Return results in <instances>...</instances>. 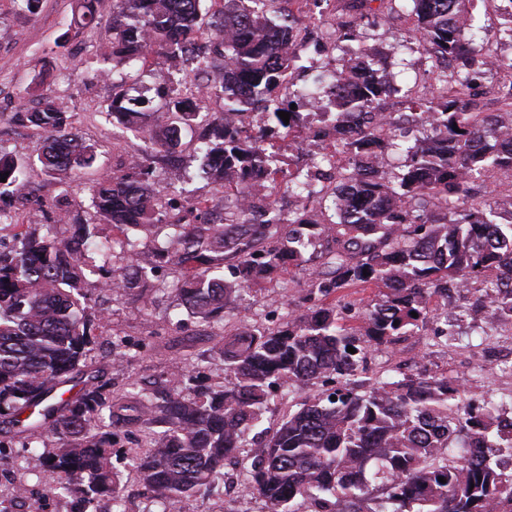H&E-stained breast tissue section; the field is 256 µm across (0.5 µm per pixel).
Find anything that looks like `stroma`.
Returning a JSON list of instances; mask_svg holds the SVG:
<instances>
[{
    "mask_svg": "<svg viewBox=\"0 0 512 512\" xmlns=\"http://www.w3.org/2000/svg\"><path fill=\"white\" fill-rule=\"evenodd\" d=\"M100 14V23L86 28L77 19L75 0H40L33 10L24 0H0V150L29 163L30 199L20 206L26 223H45L47 214L53 212H67L94 223L89 193L92 181L98 175L128 174L125 158L130 154L139 155L156 194L171 200L174 208L184 210L199 200L216 210L230 205L229 192L203 174L200 156L185 147L165 154L160 144L102 117L113 93L112 81L104 74L108 67L104 56L112 40V0H102ZM407 19L406 12L397 11L358 30L360 44L378 60L380 77L393 86L382 107L397 114L408 113L405 92L422 88L425 69L420 53L408 46ZM164 62V56L155 55L152 64L123 87L127 97L143 100L144 111H155L164 103ZM48 100L66 101L71 132L96 148L97 172H79L63 180L42 168L37 157L43 135L33 130L25 115ZM173 171L181 179L182 190L177 194L169 189L168 176ZM328 250L327 239L312 232L300 266L290 267L274 280L253 284L244 293L246 320L259 328H273L285 322L289 313H302L319 304L321 298L313 283L325 270ZM99 283V275L87 274L84 291L104 314L96 325L90 359L93 366L105 368L115 390L182 370L190 371L204 386L226 381L224 359L215 350L216 333L222 327L233 328L236 316H225L220 325L194 319L156 278L146 287L127 289L118 297L102 291ZM483 289L484 282L478 279L467 292L449 291L447 309H434L432 320L395 343L369 348L358 362L352 382L366 387L381 378L445 375L461 386L465 399H489L511 406L512 366L480 356L495 340L493 331L476 317L472 307ZM443 315L456 332L450 346L433 335L436 319ZM116 338L125 341L129 358L113 352ZM334 386V380L321 379L296 392L274 393L263 427L275 426L285 412L298 410L307 397ZM45 450V445L30 449L17 440L0 458L1 505L12 512H160L127 466L121 469L123 488L118 498L98 497L82 505L58 493L57 474L30 462L34 453ZM18 485L27 490L21 500L9 493ZM225 485V477H217L208 487L184 498L178 512H268L263 499L240 491L226 494Z\"/></svg>",
    "mask_w": 512,
    "mask_h": 512,
    "instance_id": "1",
    "label": "stroma"
}]
</instances>
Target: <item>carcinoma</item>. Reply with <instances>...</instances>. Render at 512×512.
Masks as SVG:
<instances>
[{"label": "carcinoma", "mask_w": 512, "mask_h": 512, "mask_svg": "<svg viewBox=\"0 0 512 512\" xmlns=\"http://www.w3.org/2000/svg\"><path fill=\"white\" fill-rule=\"evenodd\" d=\"M256 0H224L207 22L216 45L224 47V111H201L184 82H173L162 108L138 110V103L115 96L105 119L130 125L169 151L181 133L199 121L208 126L200 151L203 169L224 183L227 172L240 174L237 189L250 179L276 180L274 159L263 146L224 127V113L263 103L280 127L290 129L298 113L284 104L285 73L296 60L281 51L296 29L291 11L277 21L255 8ZM351 36L367 15L393 10L394 0H336ZM378 7H372V3ZM410 34L421 52L444 56L455 68L438 77V91L416 108L424 142L410 146V162L399 172L363 165L395 146L364 133L350 142L353 168L345 176L353 201L332 192L315 193L301 176L290 180L302 205L332 200L336 220L322 225L333 246L327 264L331 276L314 283L324 297L372 282L380 288L353 332L340 323L337 303H321L275 328L240 326L222 335L217 351L233 382L204 390L189 374L161 378L165 393L130 384L127 395L112 396V381L87 363L94 319L83 293L85 271L99 273L101 288L122 294L146 281L161 264L174 268L170 284L189 314L203 321L224 319L238 309L244 287L271 278L303 262L308 241L297 218L280 224L262 206L247 210L241 224L205 219L200 204L184 216L162 219L164 204L153 194L148 173L107 176L90 187L97 224L80 228L96 239L103 264L88 252H74L65 240L39 235L21 224L14 243L0 249V449L11 434L27 447L54 440L53 451L36 465L59 474L58 490L91 501L118 498L121 474L112 465L115 426L159 425L144 434L145 450L130 456L154 502L172 509L221 473L241 454L244 432L262 419L277 389L298 390L336 376L341 383L282 416L262 447L251 451L244 491L265 500L269 512H297L295 500L311 499L317 512H493L496 502L512 504V407L491 402H460V390L448 378L418 377L385 382L358 393L344 378L355 370L354 355L373 344L392 341L430 317L433 295L448 298L479 276L497 273L487 299L496 318L512 321V221L499 222L498 209L476 197L480 174L512 173V145L500 142L495 117L512 114V80L487 67L496 52L491 38L476 44L465 22L477 0H411ZM112 12L116 34L110 43L108 76L124 81L154 50L180 54L193 65L189 36L202 23V0H117ZM335 99L336 114L380 110L387 88L365 81L344 88L338 72L320 77ZM290 113L289 123L278 112ZM29 121L45 137L39 163L49 171L91 169L94 147L65 133L67 112L45 102ZM461 132H456V129ZM27 164L0 152V200L14 199L26 185ZM106 224L166 246L131 269L113 262L115 240L102 234ZM283 228L279 246L258 242ZM418 317H412V313ZM76 381L83 387L64 397L57 390ZM337 400H332V397ZM445 478L440 482L439 478ZM380 494L375 496L373 491Z\"/></svg>", "instance_id": "carcinoma-1"}]
</instances>
